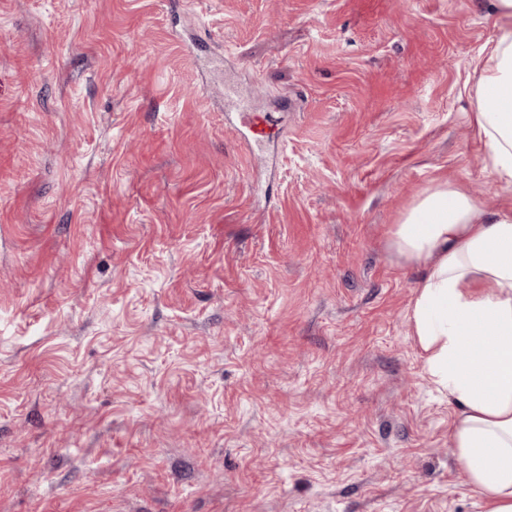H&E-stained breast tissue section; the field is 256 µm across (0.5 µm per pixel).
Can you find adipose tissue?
<instances>
[{"label":"adipose tissue","instance_id":"ef3b65f1","mask_svg":"<svg viewBox=\"0 0 512 512\" xmlns=\"http://www.w3.org/2000/svg\"><path fill=\"white\" fill-rule=\"evenodd\" d=\"M498 30L481 59L474 122L487 163L512 184V0H491ZM396 253L426 276L412 306L432 381L461 411L448 445L486 512H512V209L483 215L440 184L392 231Z\"/></svg>","mask_w":512,"mask_h":512}]
</instances>
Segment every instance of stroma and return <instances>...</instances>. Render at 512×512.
<instances>
[{"label":"stroma","mask_w":512,"mask_h":512,"mask_svg":"<svg viewBox=\"0 0 512 512\" xmlns=\"http://www.w3.org/2000/svg\"><path fill=\"white\" fill-rule=\"evenodd\" d=\"M495 34L489 0H0V512H485L391 231L443 183L512 206ZM498 30L480 60L482 77L474 122L485 139L487 163L512 184V0H491ZM224 103L225 107L231 112H244L245 116L250 119L251 135L249 142L251 150L252 152L262 151L269 139L266 131V121L257 115L250 116L248 112L252 111L249 103L246 100L239 98L235 91L230 87H227L224 90Z\"/></svg>","instance_id":"stroma-1"}]
</instances>
